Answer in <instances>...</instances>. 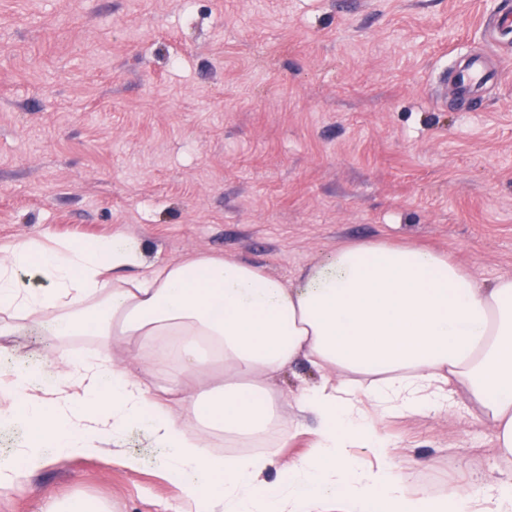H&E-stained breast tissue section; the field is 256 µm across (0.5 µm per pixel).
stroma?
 <instances>
[{"mask_svg":"<svg viewBox=\"0 0 512 512\" xmlns=\"http://www.w3.org/2000/svg\"><path fill=\"white\" fill-rule=\"evenodd\" d=\"M504 0H0V250L120 233L146 264L201 253L284 284L369 239L452 253L512 277V35ZM479 54L498 72L479 109L441 75ZM92 336H4L18 363ZM314 372L269 384L280 421ZM473 406L386 417L409 484L485 496L512 479ZM141 459L128 469L124 455ZM75 497L176 512L179 487L143 430L113 451L51 458L0 512Z\"/></svg>","mask_w":512,"mask_h":512,"instance_id":"1","label":"stroma"}]
</instances>
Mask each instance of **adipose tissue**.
<instances>
[{
    "mask_svg": "<svg viewBox=\"0 0 512 512\" xmlns=\"http://www.w3.org/2000/svg\"><path fill=\"white\" fill-rule=\"evenodd\" d=\"M123 235L72 246L22 240L0 250V335L41 327L97 337L99 353L56 351L65 376L16 370L0 344L8 406L26 434L0 461V494L24 491L48 455L86 457L142 428L195 512H512V483L473 497L410 491L377 416L454 410L458 390L512 456V277L479 281L452 256L370 240L337 247L288 286L262 269L199 255L142 271ZM128 268L139 276L119 278ZM127 352L114 363L113 340ZM317 372L292 402L316 422L308 453L274 470L268 382L297 363ZM180 396L174 409L169 396ZM259 443L229 457L214 433ZM368 448L363 465L354 448Z\"/></svg>",
    "mask_w": 512,
    "mask_h": 512,
    "instance_id": "1",
    "label": "adipose tissue"
}]
</instances>
